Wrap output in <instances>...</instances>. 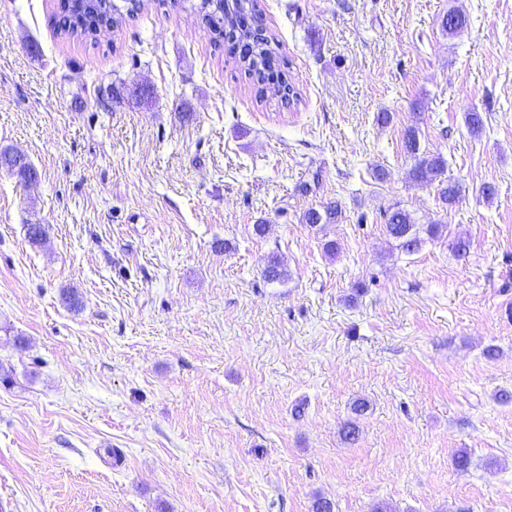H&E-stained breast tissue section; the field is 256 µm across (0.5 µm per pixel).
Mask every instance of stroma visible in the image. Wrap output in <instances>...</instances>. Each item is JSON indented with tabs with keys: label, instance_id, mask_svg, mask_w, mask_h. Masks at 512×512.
Returning a JSON list of instances; mask_svg holds the SVG:
<instances>
[{
	"label": "stroma",
	"instance_id": "1",
	"mask_svg": "<svg viewBox=\"0 0 512 512\" xmlns=\"http://www.w3.org/2000/svg\"><path fill=\"white\" fill-rule=\"evenodd\" d=\"M259 7L301 103L181 0L93 40L0 0V151L36 170L0 167V512H512V0ZM410 125L455 205L409 179ZM397 206L442 236L404 254ZM342 208L338 202H329L321 209L310 208L302 215L305 224H337L342 219Z\"/></svg>",
	"mask_w": 512,
	"mask_h": 512
}]
</instances>
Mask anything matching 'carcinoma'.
<instances>
[{
	"mask_svg": "<svg viewBox=\"0 0 512 512\" xmlns=\"http://www.w3.org/2000/svg\"><path fill=\"white\" fill-rule=\"evenodd\" d=\"M61 23L58 31L64 35L96 38L98 29H111L122 26L134 18L141 10V0H59ZM210 30L213 39L224 42L230 54H236V45L245 42L249 45L246 56L236 58L240 68L248 74L253 83L256 98L278 99L288 103L301 98L300 90L292 83L285 68V61L279 52L278 40L268 33L265 19L257 9L255 0H199L190 5ZM467 17L459 10H450L443 16L442 29L452 35L462 28ZM405 150L414 159L410 177L415 182L438 183V199L444 205H453L459 200L460 188L455 182L444 181L447 168L441 156H426L420 149L418 128L409 126L403 133ZM384 228L389 238L397 242V247L406 254L418 252L424 238L421 232L430 237L438 236L440 225L430 224L422 228L415 223L412 215L399 207H394L383 215ZM342 219V208L337 202H329L322 208H310L302 215L305 224H337ZM287 275L284 265L276 256H271L263 269L268 281H276Z\"/></svg>",
	"mask_w": 512,
	"mask_h": 512,
	"instance_id": "1",
	"label": "carcinoma"
}]
</instances>
